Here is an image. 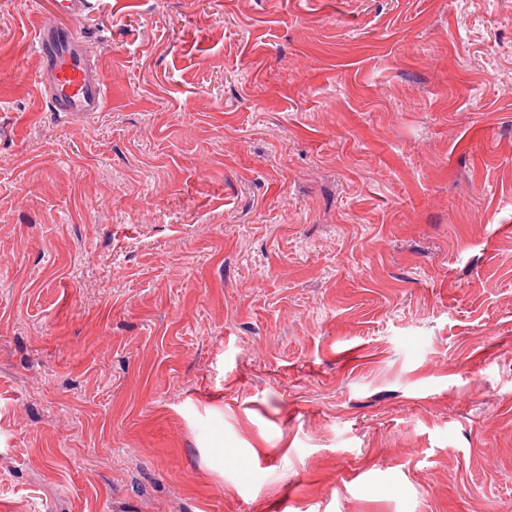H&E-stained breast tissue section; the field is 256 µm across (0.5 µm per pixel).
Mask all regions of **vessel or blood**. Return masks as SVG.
Wrapping results in <instances>:
<instances>
[{
    "mask_svg": "<svg viewBox=\"0 0 512 512\" xmlns=\"http://www.w3.org/2000/svg\"><path fill=\"white\" fill-rule=\"evenodd\" d=\"M89 0H53L51 16L34 37L41 67L37 84L54 112L74 118L106 111L110 97L78 23Z\"/></svg>",
    "mask_w": 512,
    "mask_h": 512,
    "instance_id": "b4317fda",
    "label": "vessel or blood"
}]
</instances>
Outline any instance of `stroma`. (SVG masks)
Here are the masks:
<instances>
[{"instance_id": "obj_1", "label": "stroma", "mask_w": 512, "mask_h": 512, "mask_svg": "<svg viewBox=\"0 0 512 512\" xmlns=\"http://www.w3.org/2000/svg\"><path fill=\"white\" fill-rule=\"evenodd\" d=\"M0 0V512H512V0ZM88 0H53L51 16L34 37L41 67L37 84L53 112L65 117L105 112L110 97L87 36L78 27Z\"/></svg>"}]
</instances>
